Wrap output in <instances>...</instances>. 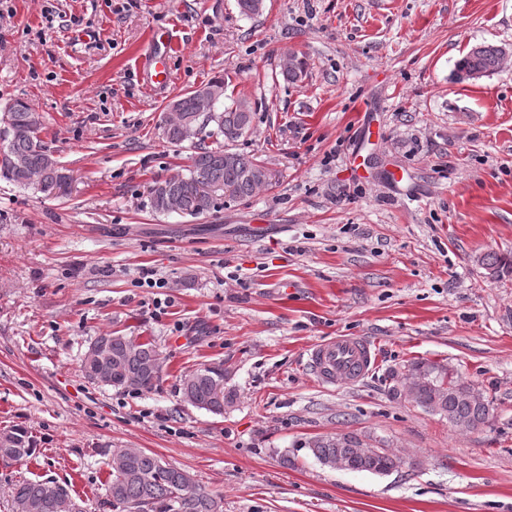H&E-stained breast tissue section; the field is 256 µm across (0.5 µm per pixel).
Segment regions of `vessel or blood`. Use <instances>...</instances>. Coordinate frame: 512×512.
I'll list each match as a JSON object with an SVG mask.
<instances>
[{"instance_id": "b4317fda", "label": "vessel or blood", "mask_w": 512, "mask_h": 512, "mask_svg": "<svg viewBox=\"0 0 512 512\" xmlns=\"http://www.w3.org/2000/svg\"><path fill=\"white\" fill-rule=\"evenodd\" d=\"M174 43L166 31H155L150 55L142 67V81L147 88H162L169 79L166 60ZM377 355L370 343L356 336H338L313 345L308 351V364L313 374L329 385L355 383L370 372Z\"/></svg>"}]
</instances>
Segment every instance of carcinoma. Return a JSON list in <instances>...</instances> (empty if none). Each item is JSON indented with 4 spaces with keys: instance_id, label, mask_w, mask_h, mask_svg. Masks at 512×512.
Wrapping results in <instances>:
<instances>
[{
    "instance_id": "carcinoma-1",
    "label": "carcinoma",
    "mask_w": 512,
    "mask_h": 512,
    "mask_svg": "<svg viewBox=\"0 0 512 512\" xmlns=\"http://www.w3.org/2000/svg\"><path fill=\"white\" fill-rule=\"evenodd\" d=\"M502 47L480 44L470 49L454 65L458 82L478 73L488 76L501 68ZM211 90V110L200 112L195 92L186 93L174 102L175 118L164 123L162 135L171 144L199 134L195 153L186 172L159 179L150 188V205L160 214L177 213L199 217L218 206V198L229 192L244 199L269 185L263 165L225 147L243 137L251 127L253 112L249 104L236 100L218 110L224 99V79L215 78L205 84ZM39 113L27 101L18 99L0 117V152L7 159L0 164V177L23 187L32 186L43 194H51L69 179L46 143L40 137ZM488 275L501 280L512 275V259L497 253L482 257ZM91 345L101 347L112 358V387H136L150 390L159 378L155 369L157 350L150 341L112 332L97 336ZM407 373L424 380L412 404L448 420L463 432L480 431L490 418V401L473 398L476 387L449 366L434 361H412ZM186 403L215 415L224 414L236 400L233 390H224V371L205 367L186 376L182 383ZM362 437L348 432L338 439L331 435L315 436L301 447L326 466L336 454L354 448ZM36 443L28 430L16 426L0 432V461L17 462L35 454ZM119 465L112 468V479L106 488L107 503L114 512H223L222 498L214 496L194 481L188 471L164 462L153 453L138 448H122L115 452ZM401 467V459L384 451L366 458L352 459L351 470L388 475ZM47 483L22 479L10 491L11 512H52L46 500Z\"/></svg>"
}]
</instances>
